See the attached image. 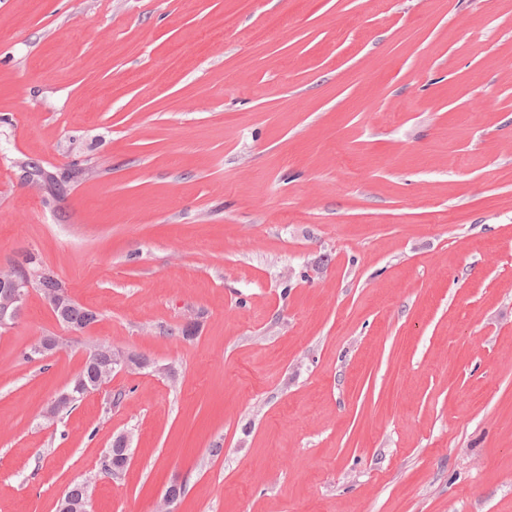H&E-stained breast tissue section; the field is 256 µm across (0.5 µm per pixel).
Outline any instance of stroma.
<instances>
[{
	"mask_svg": "<svg viewBox=\"0 0 512 512\" xmlns=\"http://www.w3.org/2000/svg\"><path fill=\"white\" fill-rule=\"evenodd\" d=\"M30 256L98 320L0 331V512H512V0H0ZM85 366L70 381L67 389L61 393L48 407L44 417L53 420L64 412H68L85 395L96 391L99 387L112 379L115 371L114 359L119 357V352L111 346H93L87 352ZM68 393L69 397L59 398L62 394Z\"/></svg>",
	"mask_w": 512,
	"mask_h": 512,
	"instance_id": "1",
	"label": "stroma"
}]
</instances>
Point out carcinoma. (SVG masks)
Here are the masks:
<instances>
[{
    "mask_svg": "<svg viewBox=\"0 0 512 512\" xmlns=\"http://www.w3.org/2000/svg\"><path fill=\"white\" fill-rule=\"evenodd\" d=\"M29 166L37 174L38 180L53 186L55 193H61L68 180L45 171L37 163L31 162ZM36 288L42 293L45 300L51 305L53 314L58 322L69 330L80 331L97 321V313L76 303L73 299L65 297V285L49 273H41L35 282ZM119 352L110 346L97 345L89 349L85 366L70 381L66 393L67 398H56L45 412V418L53 420L68 412L85 395L96 391L99 387L112 379L114 372V359ZM92 487L82 488L75 482L70 486V494L63 498V504L68 506L67 512H81V499L84 492L91 491Z\"/></svg>",
    "mask_w": 512,
    "mask_h": 512,
    "instance_id": "obj_1",
    "label": "carcinoma"
}]
</instances>
